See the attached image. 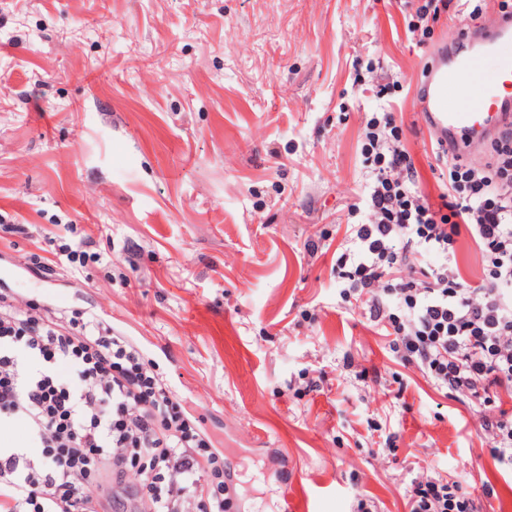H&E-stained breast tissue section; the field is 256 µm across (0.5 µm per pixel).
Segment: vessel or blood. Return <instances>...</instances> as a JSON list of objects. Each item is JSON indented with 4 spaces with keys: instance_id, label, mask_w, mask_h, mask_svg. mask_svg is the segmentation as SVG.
I'll return each instance as SVG.
<instances>
[{
    "instance_id": "b4317fda",
    "label": "vessel or blood",
    "mask_w": 512,
    "mask_h": 512,
    "mask_svg": "<svg viewBox=\"0 0 512 512\" xmlns=\"http://www.w3.org/2000/svg\"><path fill=\"white\" fill-rule=\"evenodd\" d=\"M472 49L439 51L418 98L424 127L450 154L479 158L486 142L512 122V19L466 31Z\"/></svg>"
}]
</instances>
